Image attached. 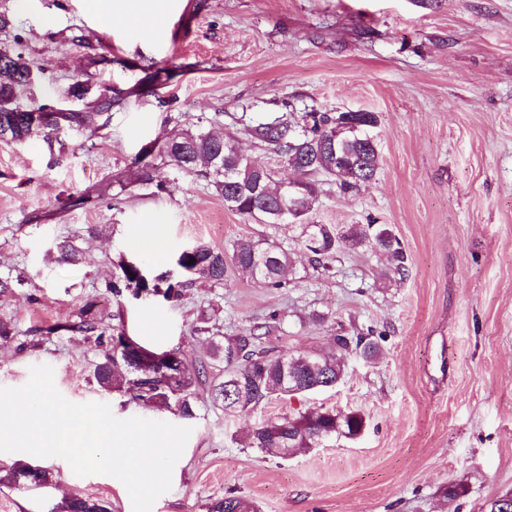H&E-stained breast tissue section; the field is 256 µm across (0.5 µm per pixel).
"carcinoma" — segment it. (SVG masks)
<instances>
[{
	"label": "carcinoma",
	"instance_id": "1",
	"mask_svg": "<svg viewBox=\"0 0 512 512\" xmlns=\"http://www.w3.org/2000/svg\"><path fill=\"white\" fill-rule=\"evenodd\" d=\"M32 72V64L22 54L0 44L1 141L23 143L39 135L48 139L61 130L64 122L70 127L91 126L110 106L106 99L97 100L92 112H56L45 104L22 106L18 99L20 93L33 84ZM341 120L340 112H308L300 132L286 118L251 129L257 140L270 146L299 174L302 187L292 190L288 182L275 181L269 172L263 173L261 180L248 173L247 158L230 137L187 129L166 140L162 152L168 162L186 174L208 179L228 209L262 224H275V215L283 207L295 208L292 213L295 220L307 213L316 196L313 177L317 175L337 178L345 191L356 190L374 178L379 166L377 150L366 144L361 129H351L342 137H336V123ZM226 169L235 171L234 178L224 177ZM302 233L305 249L320 266L336 252L339 244L357 246L368 242L388 253L398 270H404L405 255L400 242L387 228L374 230L370 224L352 226L340 234L328 224H305ZM51 259L59 264L75 265L81 256L71 241L64 239L55 244ZM229 261L253 280L271 288L285 287L284 274L292 264L286 250L252 237L233 244ZM229 261L224 251L199 242L182 251L177 259L185 279L173 282L169 274L162 273L147 280L139 265L123 261L121 276L110 288L117 296L124 290L136 293L151 290L170 299L179 296L181 289L197 279L223 283ZM205 323L206 319H201V325L195 327L194 332L210 334L211 358L224 366V378L213 384L212 393L214 400L226 410L245 411L273 397L305 393L315 386L331 387L344 374L339 352L351 344L344 336L335 337L338 354H299L291 357L293 369L289 370L281 365L280 356L260 346L262 336L257 329L234 336H214ZM67 329L82 333L87 342L104 348L93 370V378L101 390L123 392L131 401L152 405L182 419L194 417V387L205 369L184 351L179 348L166 351L174 359V366L166 374L159 372L151 361V350L135 340L125 343L122 332L113 334L102 328L91 304L80 310L79 321ZM364 424L363 416L354 411L285 415L254 430L249 445L281 457L285 448H310L333 435L353 438L362 432ZM51 482L50 469L33 470L29 464H21L0 477V483L9 486L47 487ZM65 512L111 510L105 501L75 496L68 501ZM210 512H256V507L245 498L228 494L215 501Z\"/></svg>",
	"mask_w": 512,
	"mask_h": 512
}]
</instances>
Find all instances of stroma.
Masks as SVG:
<instances>
[{
    "mask_svg": "<svg viewBox=\"0 0 512 512\" xmlns=\"http://www.w3.org/2000/svg\"><path fill=\"white\" fill-rule=\"evenodd\" d=\"M145 25L113 0L103 23L87 0H0L12 24L0 44L32 62L22 104L91 110L119 97L99 127H63L56 140L0 141V278L29 284L0 295V388L29 369H54L74 403H103L120 419L177 424V417L99 391L101 352L67 326L96 302L102 327L143 344L179 348L208 363L195 334L201 315L230 336L262 326L273 353L331 354L334 336L373 332L377 354L344 355L336 385L230 412L215 404L207 371L196 387L192 433L152 512H208L234 493L260 512H481L512 492V0H154ZM171 78L155 79L157 70ZM84 98H70L73 80ZM376 113L375 177L341 191L316 179L302 224H259L227 210L208 182L170 165L163 142L189 127L233 137L276 178L281 157L248 133L285 115ZM95 200L79 204L81 196ZM388 227L405 252L398 274L371 245L340 246L314 268L303 224ZM153 227L160 250H137ZM263 238L288 251L284 288L228 267L223 283L181 296L114 297L127 260L147 275L180 278L178 255L198 242L230 250ZM80 263L48 264L56 240ZM336 409L365 418L354 439L330 438L280 459L250 447L253 428L281 415ZM52 487L0 485V512H62L75 494L133 512L110 475L78 476L45 458ZM461 486L448 499V486Z\"/></svg>",
    "mask_w": 512,
    "mask_h": 512,
    "instance_id": "1",
    "label": "stroma"
}]
</instances>
